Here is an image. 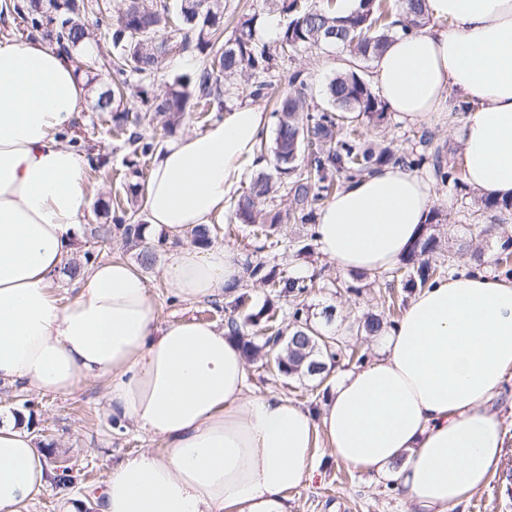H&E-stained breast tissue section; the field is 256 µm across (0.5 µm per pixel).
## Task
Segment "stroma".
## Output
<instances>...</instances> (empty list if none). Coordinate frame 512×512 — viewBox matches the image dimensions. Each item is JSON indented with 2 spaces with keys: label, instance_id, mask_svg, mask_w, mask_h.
<instances>
[{
  "label": "stroma",
  "instance_id": "1",
  "mask_svg": "<svg viewBox=\"0 0 512 512\" xmlns=\"http://www.w3.org/2000/svg\"><path fill=\"white\" fill-rule=\"evenodd\" d=\"M226 3L224 36L228 39L234 36L238 21L245 17H256L257 34L262 38L267 35L268 20H275L280 26L287 22L286 15L271 8L268 0H226ZM91 32L87 46L74 52L75 65L80 66L82 74L90 77L91 82L68 136L74 141V150L103 165L100 173L88 176L94 194L87 221L101 224L105 221V209L115 206L124 197L122 181L130 150L122 140L113 137L111 122L105 121L95 110L100 94L111 84L105 64L114 47L105 26H92ZM200 61L201 55L194 49L168 55L149 81V89L153 94H163L169 82L193 73ZM349 61L348 51L340 47L322 45L298 51L274 77L268 99L258 100L257 105L263 111H270L271 99L289 91V78L296 72L302 73L315 100L326 104L327 84L336 74L348 70ZM466 114L463 102L452 94L448 97L447 111L430 122L410 124L391 113L383 125L364 126L363 132L368 142L392 147L402 154L418 148L420 136L426 134L431 136L433 146L440 148L444 159L453 160L463 155L458 131ZM435 192L438 199L435 209L442 218L439 234L449 240L452 251L433 255V264L450 263L455 271L461 272L467 270L465 258L473 250H482L485 258H492L500 239L479 236V226L499 224L507 235L512 236V211L483 209L480 191L469 188L459 192L439 185ZM224 221L233 225L234 231L232 235L219 237V245L232 247L240 256L250 257L252 261L260 260L277 266L286 275L323 278L324 288L312 292L305 299L311 321L322 320L324 309L332 308L335 317L330 325L331 335L340 338L347 348L364 353L366 359H374L376 349L368 337L357 335L356 326L364 314L386 313L381 288H366L361 294H354L351 287L358 284L357 275L340 271L314 249L299 255L280 244L260 253L253 252L249 246L247 226L235 223L229 211L225 212ZM173 249V243L167 241L157 245L156 261L146 271L149 286L158 299L161 320L194 317L224 327L232 315L225 302L185 303L178 300L164 283L161 270ZM137 254V247L127 244L116 233L108 241L99 243L83 237L75 260L81 263L88 258L95 262L122 258L133 263ZM249 375L255 391L275 390L310 409L319 408L333 387L328 381L314 389L309 381L267 373L256 362L250 363ZM27 399L34 403L30 426L37 434L39 450L45 457L55 458L59 464L70 467L74 476L70 487L50 485L29 504V512H65L66 500L71 496L85 499L84 512H99L92 495L104 480L108 465L148 447V440L132 423L108 412L100 386L90 384L72 396L54 397L1 385L0 413L12 415L22 412V403ZM493 404L504 419V453L495 466L489 486L476 493L470 501L455 507L453 512H512V377L502 384ZM314 464L313 479L289 492V512H410L409 505L389 483L375 480L368 473L337 460L326 447L316 448Z\"/></svg>",
  "mask_w": 512,
  "mask_h": 512
}]
</instances>
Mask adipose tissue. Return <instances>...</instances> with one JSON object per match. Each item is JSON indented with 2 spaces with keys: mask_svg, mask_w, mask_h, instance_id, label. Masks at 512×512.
Returning <instances> with one entry per match:
<instances>
[{
  "mask_svg": "<svg viewBox=\"0 0 512 512\" xmlns=\"http://www.w3.org/2000/svg\"><path fill=\"white\" fill-rule=\"evenodd\" d=\"M431 26L397 32L376 58L389 111L424 123L449 94L470 110L465 180L512 197V0H426ZM86 93L69 57L0 38V382L70 396L101 384L113 415L160 449L108 466L100 512H288L324 442L336 459L389 479L412 512H451L485 488L504 450L492 400L512 376V282L480 271L427 285L375 336L379 356L339 373L319 410L254 392L240 344L213 323L164 322L144 274L115 258L90 265L71 297L53 282L83 237L90 165L60 140ZM269 118L251 105L167 142L145 187L147 242L220 223ZM437 200L401 166L337 193L315 226L343 271L397 264ZM163 280L185 302L245 276L234 249H174ZM50 476L34 437L0 420V512H25Z\"/></svg>",
  "mask_w": 512,
  "mask_h": 512,
  "instance_id": "1",
  "label": "adipose tissue"
}]
</instances>
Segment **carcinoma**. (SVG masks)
<instances>
[{
	"label": "carcinoma",
	"mask_w": 512,
	"mask_h": 512,
	"mask_svg": "<svg viewBox=\"0 0 512 512\" xmlns=\"http://www.w3.org/2000/svg\"><path fill=\"white\" fill-rule=\"evenodd\" d=\"M269 3L292 18L279 33L275 44L269 45L255 37L254 18L238 23V33L223 40L224 0H180V14L174 34L160 35L170 24V4L167 0H126L117 15L102 22L112 30L116 54L110 60L111 90L99 96L97 109L112 114L113 131L124 138L133 159L130 160L132 180L126 195L135 198L143 189V170L137 167V158L148 157L156 148L154 140L139 132L146 123L157 121L168 131H175L182 123L191 98L203 106V111H221L226 101L235 95L234 87L224 79L238 76L244 81L247 96L259 100L267 95L272 78L291 54L319 45L338 46L348 50L356 61L376 57L386 46L395 21L385 0H360L359 8L345 17L336 15L331 4L312 6L305 0H269ZM400 23L409 32L422 26L425 20V0H399ZM13 11L31 31L55 43L68 54L88 42L89 29L85 16L93 12L91 0H48L43 8L41 0H28L0 6L1 12ZM195 45L203 58L197 70L175 78L162 96H155L139 83L158 72L162 60L176 50ZM294 91L282 97L274 110L276 119L271 143L260 141L257 151L270 153L273 172H260L251 178L245 192L234 201L235 218L252 228L254 251L265 248L270 237L302 252L308 245L288 236L286 224H314L323 201L344 189L348 183L375 169L394 163L409 169L432 164L437 179L444 185L453 183L464 187L457 176L456 166L443 161L438 149H431L430 141L422 138L423 152L396 155L387 148H373L363 138L355 122L361 120L379 126L387 118L385 104L374 95L356 69L334 77L327 85L329 107L324 108L308 98L307 84L296 73L291 78ZM140 99L134 111L119 109L124 98ZM281 190L288 197L286 216L276 213L270 224L259 216L258 202ZM115 227L122 230L126 240L142 245L137 259L144 267L156 260L155 248L144 244L145 224L133 222L128 209L117 204L112 217ZM441 218L433 212L422 225L419 237L411 245L400 266L391 271L390 288L399 282L408 292L425 287L433 281L437 268L430 257L442 247L435 227ZM512 239L500 243L494 264L506 278H512ZM248 278L271 289L276 296L292 297L293 310L288 325L283 327L271 307L246 311L249 296L241 293L230 301V307L245 310L243 319L228 320L231 332L251 360H260L265 368L274 362L273 372L284 378L308 377L322 384V363L327 358L335 362L343 353L340 340L326 336L313 327L303 304V298L324 283L315 276L286 277L266 263L248 262ZM258 326L259 341L245 337L243 328ZM384 329L382 318L370 315L364 318L358 330L366 336H377Z\"/></svg>",
	"instance_id": "cac0c4a2"
}]
</instances>
